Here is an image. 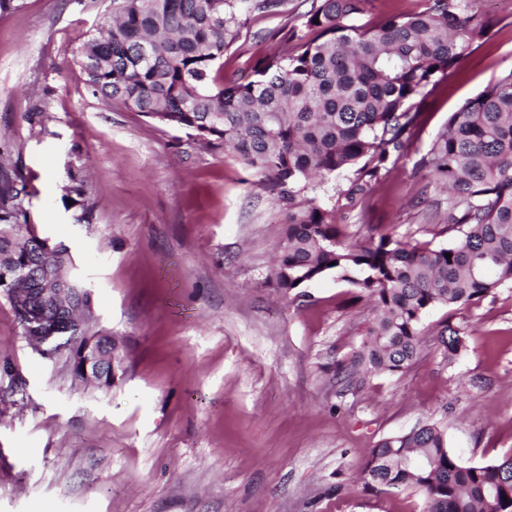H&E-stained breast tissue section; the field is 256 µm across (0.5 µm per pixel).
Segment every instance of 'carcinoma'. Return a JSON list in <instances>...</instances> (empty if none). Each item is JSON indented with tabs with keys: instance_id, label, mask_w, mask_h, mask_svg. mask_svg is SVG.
<instances>
[{
	"instance_id": "1",
	"label": "carcinoma",
	"mask_w": 512,
	"mask_h": 512,
	"mask_svg": "<svg viewBox=\"0 0 512 512\" xmlns=\"http://www.w3.org/2000/svg\"><path fill=\"white\" fill-rule=\"evenodd\" d=\"M365 0H312L284 55L257 61L252 77L224 81V53L255 12L277 13L284 0H112V19L83 40L75 63L94 95L184 131L235 154L286 214L273 283L284 295L335 272L372 304L367 340L354 367L336 363V377L400 372L419 356L423 319L439 307L479 301L512 283V71L452 113L420 160L451 197L446 247L411 245L385 234L367 245H346L334 209L306 195L354 171L348 199L379 181L390 157L406 149L419 113L414 101L455 71L489 24L464 0H426L414 12L360 24ZM68 197L78 223H90L86 185L67 172ZM29 180L0 151V263L25 266V283L1 285L26 335L19 295L56 276L71 297L88 294L63 275L66 248L48 251L29 223L24 200ZM451 257H446V254ZM49 325L54 301L34 295ZM69 335L79 338L66 362L72 378L109 389V365L84 366L82 343L99 335L93 320ZM442 358L464 351V332L448 320L436 332ZM364 487L414 489L426 512H512V456L483 464L463 462L444 432L424 423L381 439L362 470Z\"/></svg>"
}]
</instances>
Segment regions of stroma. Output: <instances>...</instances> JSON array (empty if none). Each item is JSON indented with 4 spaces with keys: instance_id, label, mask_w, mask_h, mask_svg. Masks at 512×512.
<instances>
[{
    "instance_id": "35a3bbf8",
    "label": "stroma",
    "mask_w": 512,
    "mask_h": 512,
    "mask_svg": "<svg viewBox=\"0 0 512 512\" xmlns=\"http://www.w3.org/2000/svg\"><path fill=\"white\" fill-rule=\"evenodd\" d=\"M311 3L252 15L225 78L284 54ZM469 8L491 29L416 102L414 137L389 173L352 204L351 173L310 189L345 242L448 245V193L419 161L452 112L512 71V0ZM111 13L110 0H24L0 16V149L122 358L111 389L75 387L0 296V512H424L418 491L364 489L380 439L432 422L466 462L511 456L512 285L430 311V339L404 371L338 381L335 363L366 338L367 306L334 273L303 296L280 293L285 215L258 176L223 147L92 95L74 51ZM71 169L87 180V224L68 204ZM445 320L465 331L451 364L434 338Z\"/></svg>"
}]
</instances>
